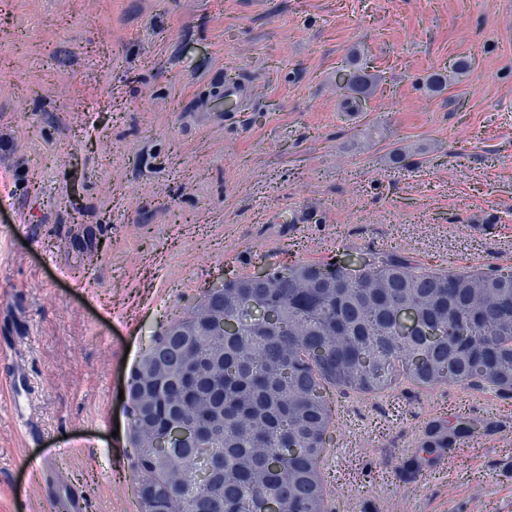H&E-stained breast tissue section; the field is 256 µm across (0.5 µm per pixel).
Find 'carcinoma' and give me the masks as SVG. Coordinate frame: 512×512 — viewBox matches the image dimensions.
<instances>
[{
	"instance_id": "cac0c4a2",
	"label": "carcinoma",
	"mask_w": 512,
	"mask_h": 512,
	"mask_svg": "<svg viewBox=\"0 0 512 512\" xmlns=\"http://www.w3.org/2000/svg\"><path fill=\"white\" fill-rule=\"evenodd\" d=\"M405 306L420 329L399 336L392 317ZM239 322L234 335L224 321ZM196 336H176L180 326ZM439 329L437 339L426 330ZM165 361L172 370L146 380ZM182 371L195 374L184 397ZM433 389L448 382L496 384L512 391V268L436 271L396 254L372 259L353 278L344 268L294 262L266 278L227 279L173 321L138 361L130 383L131 433L141 512H327L318 472L333 423L327 387L379 393L400 381ZM218 408L220 428L204 441L156 448L165 419L196 426ZM470 417L426 426L421 447L436 454L480 434Z\"/></svg>"
}]
</instances>
